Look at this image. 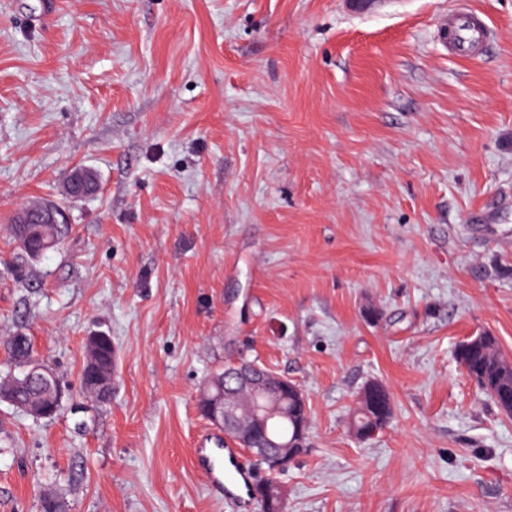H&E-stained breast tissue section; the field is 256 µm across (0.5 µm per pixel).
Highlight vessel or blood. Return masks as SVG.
Returning a JSON list of instances; mask_svg holds the SVG:
<instances>
[{"instance_id":"b4317fda","label":"vessel or blood","mask_w":512,"mask_h":512,"mask_svg":"<svg viewBox=\"0 0 512 512\" xmlns=\"http://www.w3.org/2000/svg\"><path fill=\"white\" fill-rule=\"evenodd\" d=\"M447 49L451 55L473 57L484 53L491 42V30L481 14L459 0L444 22ZM197 466L206 474L211 486L222 488L226 497L235 499L248 494L254 483L251 472L242 466L238 452L222 440L213 447L195 451Z\"/></svg>"}]
</instances>
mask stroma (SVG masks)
<instances>
[{
  "instance_id": "35a3bbf8",
  "label": "stroma",
  "mask_w": 512,
  "mask_h": 512,
  "mask_svg": "<svg viewBox=\"0 0 512 512\" xmlns=\"http://www.w3.org/2000/svg\"><path fill=\"white\" fill-rule=\"evenodd\" d=\"M455 0H0V337L22 330L69 394L0 403V512H258L194 465L207 375L246 358L303 390L289 512H512V417L456 348L512 357V0L449 55ZM98 176L65 200L70 170ZM65 203L19 267L10 220ZM110 334V405L79 388ZM381 382L393 419L347 422ZM26 212L27 210H25L24 207L18 212V224H16L15 218L12 219L13 223L16 224L18 228V234L14 231V229L13 232L24 257H26L28 260L36 261L59 244L63 227L61 224H66L65 213L56 205L48 206L46 208V213L48 215V222L52 224L33 223L40 229L41 232L40 238L36 239L34 237L24 236L21 234L20 224H30L27 223L25 218Z\"/></svg>"
}]
</instances>
